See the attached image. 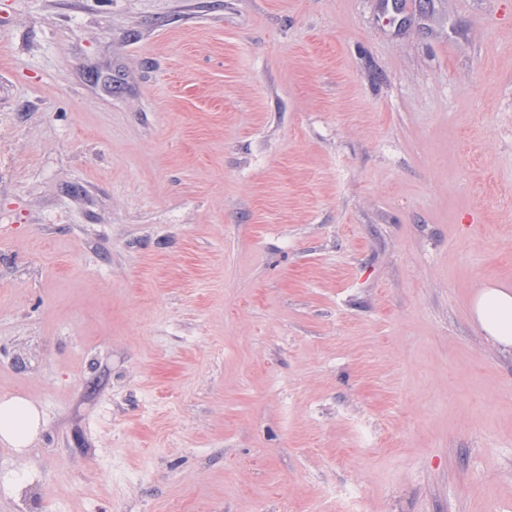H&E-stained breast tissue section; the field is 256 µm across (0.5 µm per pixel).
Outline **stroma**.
Here are the masks:
<instances>
[{"mask_svg":"<svg viewBox=\"0 0 512 512\" xmlns=\"http://www.w3.org/2000/svg\"><path fill=\"white\" fill-rule=\"evenodd\" d=\"M491 283L512 0H0V512H512ZM41 432L37 404L20 395L0 397V442L23 453Z\"/></svg>","mask_w":512,"mask_h":512,"instance_id":"35a3bbf8","label":"stroma"}]
</instances>
